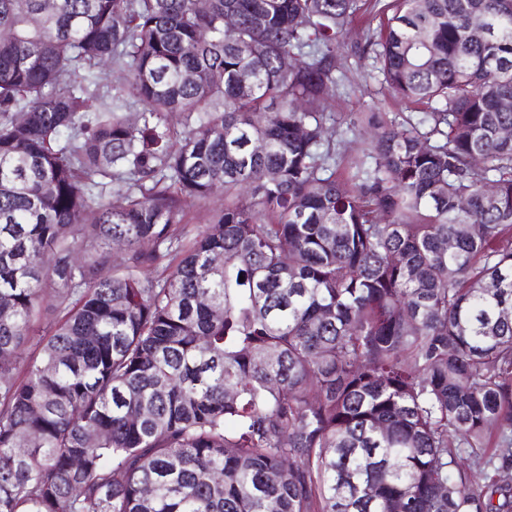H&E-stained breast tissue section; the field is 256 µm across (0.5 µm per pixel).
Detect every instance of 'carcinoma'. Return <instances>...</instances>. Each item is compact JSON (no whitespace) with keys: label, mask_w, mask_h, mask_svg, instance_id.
<instances>
[{"label":"carcinoma","mask_w":512,"mask_h":512,"mask_svg":"<svg viewBox=\"0 0 512 512\" xmlns=\"http://www.w3.org/2000/svg\"><path fill=\"white\" fill-rule=\"evenodd\" d=\"M360 2L0 0V512H512V0H390L344 179ZM366 35L363 21H355L348 27L343 47L345 55L348 56L347 79L340 86L336 99L328 110L332 113L333 120L326 124V135L335 141L342 135L344 140L342 151L345 158L337 170L338 175L344 178L352 171L347 162L348 157L362 155L367 147L369 136L357 128L364 112H379L387 122L398 127L408 125L406 121L409 117L415 119L418 116L416 109L388 93L372 58L355 54L357 45L364 44ZM187 215L188 236H194L197 230L208 224L209 215L202 205L192 198H187L184 202Z\"/></svg>","instance_id":"cac0c4a2"}]
</instances>
